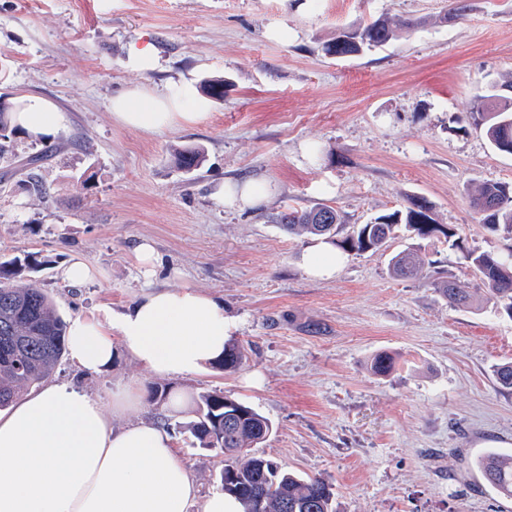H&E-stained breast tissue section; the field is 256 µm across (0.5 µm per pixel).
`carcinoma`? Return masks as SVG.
<instances>
[{
    "label": "carcinoma",
    "instance_id": "carcinoma-1",
    "mask_svg": "<svg viewBox=\"0 0 512 512\" xmlns=\"http://www.w3.org/2000/svg\"><path fill=\"white\" fill-rule=\"evenodd\" d=\"M395 37L396 27L378 18L336 33L323 46V52L330 57H350L382 47ZM9 116L8 112L0 113V124L8 130L0 139V158L10 151L12 137L17 134ZM468 121L485 134L495 151L512 155V80L495 84L477 96ZM173 157L175 164L186 171L204 161L203 153L196 148H178ZM470 206L485 230L506 234L512 240V185L485 183L470 197ZM279 221L291 231L324 237L348 254L385 250L388 242L402 236L409 243L392 254L388 266L394 275L407 279L416 278L426 265L420 241L442 239L463 251L485 290V304L495 314L512 319V263L492 252L463 250L462 240L452 228L437 223L432 206L423 197L413 196L403 209L381 215L371 224H361L343 237L339 236L340 216L326 203L301 213L284 212ZM42 266L43 262L30 253L0 262V410L48 379L66 352L68 324L35 278ZM431 285L449 305L469 304V295L455 282L437 277ZM245 359L244 349L230 343L219 365L234 369ZM183 429L204 446L224 453V493L240 503L241 512H333L332 485L326 479L285 472L273 460L252 453V448L272 433L273 424L224 391L201 393L197 419L183 425ZM475 465L495 493L512 497V455L488 453Z\"/></svg>",
    "mask_w": 512,
    "mask_h": 512
}]
</instances>
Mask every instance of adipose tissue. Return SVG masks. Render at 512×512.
<instances>
[{
    "label": "adipose tissue",
    "instance_id": "adipose-tissue-1",
    "mask_svg": "<svg viewBox=\"0 0 512 512\" xmlns=\"http://www.w3.org/2000/svg\"><path fill=\"white\" fill-rule=\"evenodd\" d=\"M120 123L152 131L205 112L180 111L173 95H117ZM13 120L46 141L65 117L45 99L25 97ZM233 330L221 302L196 288H150L124 312L74 319L67 347L79 368L98 372L123 349L151 373L194 374L221 359ZM141 402L139 389L112 393L111 409L84 391L53 384L0 415V512H189L197 489L162 427L113 428L112 417Z\"/></svg>",
    "mask_w": 512,
    "mask_h": 512
}]
</instances>
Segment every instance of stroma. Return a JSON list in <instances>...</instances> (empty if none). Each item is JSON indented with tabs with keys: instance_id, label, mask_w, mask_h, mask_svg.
<instances>
[{
	"instance_id": "obj_1",
	"label": "stroma",
	"mask_w": 512,
	"mask_h": 512,
	"mask_svg": "<svg viewBox=\"0 0 512 512\" xmlns=\"http://www.w3.org/2000/svg\"><path fill=\"white\" fill-rule=\"evenodd\" d=\"M468 2L450 20L448 0H0V96H39L65 115L34 171L46 196L15 169L38 145L15 137L13 157L0 159V259L39 254L38 284L68 322L122 312L148 286L195 287L223 302L246 351L237 369L169 378L121 351L99 373L65 357L51 382L104 403L124 386L193 399L223 390L272 421L257 455L328 480L336 512H512L470 465L492 446L512 453V389L493 372L512 362V320L482 308L461 251L424 244L470 308L449 306L427 278L391 275L400 239L312 277L302 260L311 235L277 220L323 202L349 228L420 196L466 248L504 250L469 199L483 183L512 184V156L460 120L490 84L512 79V0ZM377 18L399 26L398 38L324 54L339 29ZM409 18L422 26L403 29ZM144 44L156 67L132 64ZM213 77L224 97L203 121L145 132L112 116L124 91ZM181 147L203 149V164L179 169ZM246 179L266 200L225 208L220 188ZM144 240L160 259L150 272L136 258ZM76 257L98 268L96 281L62 279ZM382 352L397 361L384 376L370 369ZM195 417L147 398L113 424L167 426L205 498L221 489L224 456L179 431Z\"/></svg>"
}]
</instances>
